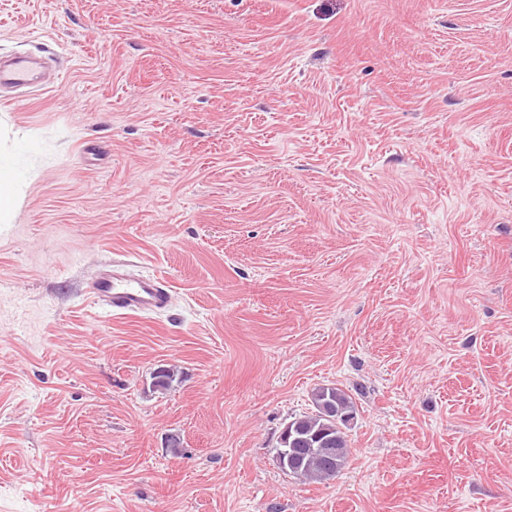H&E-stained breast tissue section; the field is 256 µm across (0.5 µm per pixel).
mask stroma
Masks as SVG:
<instances>
[{"label": "stroma", "instance_id": "obj_1", "mask_svg": "<svg viewBox=\"0 0 512 512\" xmlns=\"http://www.w3.org/2000/svg\"><path fill=\"white\" fill-rule=\"evenodd\" d=\"M21 56L0 512H512V0H0ZM122 257L167 310L87 296ZM310 400L313 411L291 420L294 436L310 438L322 435L331 438L333 444L330 448H335L334 459L335 462L337 459L339 468L336 469V463L332 466L329 464V449L316 443L298 458L290 475L321 483L335 479L347 464L350 442L347 431L351 427L344 421L345 417H351L352 420L355 418L356 408L352 397L335 385L315 387Z\"/></svg>", "mask_w": 512, "mask_h": 512}]
</instances>
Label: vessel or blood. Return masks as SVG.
Returning a JSON list of instances; mask_svg holds the SVG:
<instances>
[{"label": "vessel or blood", "mask_w": 512, "mask_h": 512, "mask_svg": "<svg viewBox=\"0 0 512 512\" xmlns=\"http://www.w3.org/2000/svg\"><path fill=\"white\" fill-rule=\"evenodd\" d=\"M33 75L32 62L20 59L10 69L0 68V84H24L31 81ZM88 291L94 302L115 316L159 313L168 308L172 299L169 286L161 278H132L117 267L92 281Z\"/></svg>", "instance_id": "vessel-or-blood-1"}]
</instances>
